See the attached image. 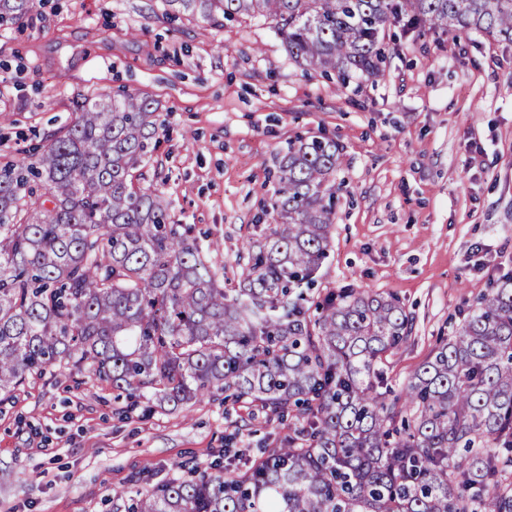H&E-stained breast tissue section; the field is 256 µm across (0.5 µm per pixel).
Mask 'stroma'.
<instances>
[{
    "label": "stroma",
    "instance_id": "1",
    "mask_svg": "<svg viewBox=\"0 0 512 512\" xmlns=\"http://www.w3.org/2000/svg\"><path fill=\"white\" fill-rule=\"evenodd\" d=\"M159 100L164 125L143 187L188 224L225 288L295 137L336 141L331 248L314 292L371 289L414 320L387 386L409 376L512 273V47L479 32L400 36L383 77L304 71L271 22L205 28L165 0H37L0 31V157L21 158L73 117L76 99ZM110 386L53 371L0 401V512H115L135 477L183 476L225 448H274L287 424L246 403L120 416Z\"/></svg>",
    "mask_w": 512,
    "mask_h": 512
}]
</instances>
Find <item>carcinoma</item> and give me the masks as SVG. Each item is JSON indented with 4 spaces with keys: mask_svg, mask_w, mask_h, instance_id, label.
I'll return each mask as SVG.
<instances>
[{
    "mask_svg": "<svg viewBox=\"0 0 512 512\" xmlns=\"http://www.w3.org/2000/svg\"><path fill=\"white\" fill-rule=\"evenodd\" d=\"M166 2L215 29L269 19L291 60L343 82L382 74L394 23L512 43V0ZM33 7L0 0V29ZM74 112L42 151L0 160V392L58 367L110 385L120 414L222 396L291 429L243 468L145 480L124 512H512V275L390 398L404 306L358 288L309 294L330 247L335 141H288L268 234L226 290L192 227L136 183L159 102L123 93Z\"/></svg>",
    "mask_w": 512,
    "mask_h": 512,
    "instance_id": "1",
    "label": "carcinoma"
}]
</instances>
